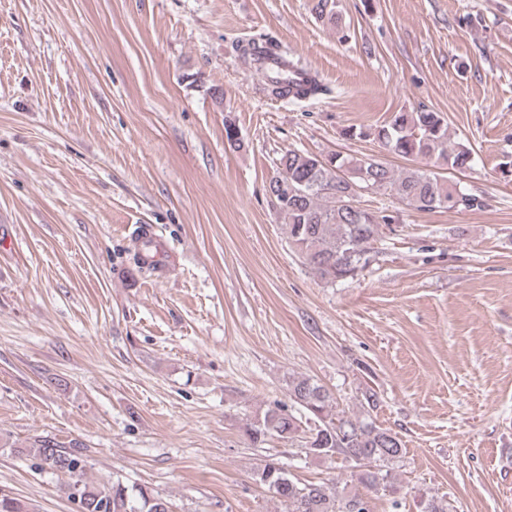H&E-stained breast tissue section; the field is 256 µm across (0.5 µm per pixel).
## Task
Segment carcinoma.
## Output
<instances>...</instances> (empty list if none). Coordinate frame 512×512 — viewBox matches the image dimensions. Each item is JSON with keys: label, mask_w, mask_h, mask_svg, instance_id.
<instances>
[{"label": "carcinoma", "mask_w": 512, "mask_h": 512, "mask_svg": "<svg viewBox=\"0 0 512 512\" xmlns=\"http://www.w3.org/2000/svg\"><path fill=\"white\" fill-rule=\"evenodd\" d=\"M335 0H314L312 11L329 23L336 22ZM235 50L263 92L275 99L303 101L325 95L330 88L312 75L305 89L294 87L286 72L268 69L271 58H284L292 67L301 63L281 45L259 37L235 45ZM374 138L389 153L404 159L427 158L433 168L396 170L379 158H358L332 153L314 155L299 150L283 154L269 179L266 191L288 230V240L311 271L327 283L352 279L374 260V247L382 225L396 222L387 211H370L357 206V189L384 191L404 206L417 211L436 209H478L481 197L450 184L438 170H463L472 154L468 147L448 146V124L444 117L426 109L398 112L376 127ZM153 240L141 239L134 255L139 271H154ZM288 399L296 411L284 405L270 408L245 426V434L258 447L272 438L304 436L305 457L334 459L342 456L356 468L357 482L367 488L394 491L387 466L401 460L404 444L397 433L376 425L372 412L377 393H362L359 410H336V398L314 379L298 376L288 380ZM27 452L37 465L53 474L71 479L69 496L79 503L80 512H172L170 503L138 485L120 479L94 485L84 480L86 460L82 452L64 448L52 438L39 437ZM257 480L272 490L284 505V512H371L369 502L358 492L337 494L324 484H303L275 458L257 467ZM421 512H449L442 497H423ZM0 512H30L21 500L0 493Z\"/></svg>", "instance_id": "carcinoma-1"}]
</instances>
